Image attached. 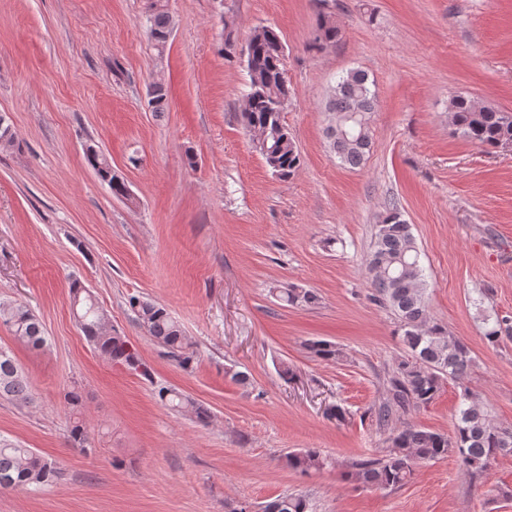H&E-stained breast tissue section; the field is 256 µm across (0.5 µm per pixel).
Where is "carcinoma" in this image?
I'll list each match as a JSON object with an SVG mask.
<instances>
[{"label":"carcinoma","instance_id":"obj_1","mask_svg":"<svg viewBox=\"0 0 512 512\" xmlns=\"http://www.w3.org/2000/svg\"><path fill=\"white\" fill-rule=\"evenodd\" d=\"M144 26L151 40L162 49L171 33L167 0H146ZM341 38V29L326 14H320L315 44L333 46ZM242 54L245 56L248 85L241 113L244 128L272 174L281 180L292 177L301 167V154L292 134L282 122V112L290 97L285 70L284 45L268 27H256ZM148 105L155 113L167 109V92L148 89ZM377 105L376 83L363 70L351 69L339 75L329 89L325 109L335 126L325 129L331 152L339 162L357 167L370 153L372 134L370 116ZM452 122L471 141L488 149L512 144V116L476 101L458 96L449 107ZM16 146L6 116L0 114V149ZM87 163L113 195L130 199L125 182L112 170L106 154L96 145L85 149ZM373 292L371 299L396 317L398 331L408 357L400 360L387 379V398L375 411L376 425L385 428L401 414L429 405L440 391L443 380H463L473 357L468 346L448 332L447 327L431 321L428 314L427 280L421 254L411 225L397 205L381 215L367 259ZM74 316L94 347L110 362L122 364L146 379L152 378L147 365L126 337L112 332L103 311L91 292L78 281L72 282ZM282 297L290 305H313L318 301L311 291L286 288ZM129 306L150 337L167 350L169 357L188 370L197 354L181 325L167 309L139 296L129 297ZM0 324L9 328L16 341L39 349L46 345L39 319L22 303L0 301ZM512 337V318L496 319L486 327L485 337L496 343L502 333ZM310 350L324 361L338 360L343 352L328 341H315ZM27 402L29 380L17 366L11 353L0 347V398ZM157 398L164 406L207 424V408L175 388L162 386ZM73 420L70 439L85 452L92 450L94 436L77 417L81 392L74 387L64 395ZM456 456L460 468L475 474L487 473L500 456L512 455V428L493 422L468 387L460 394V406L454 433H443L404 423L389 435V451L380 457L352 461L342 473L351 483L379 489H397L406 485L422 465ZM288 468L302 473L319 470L325 460L319 450L305 448L285 456ZM59 476L57 464L32 448L0 439V489L38 491L54 483ZM264 512H308L305 497L288 494L269 502Z\"/></svg>","mask_w":512,"mask_h":512}]
</instances>
